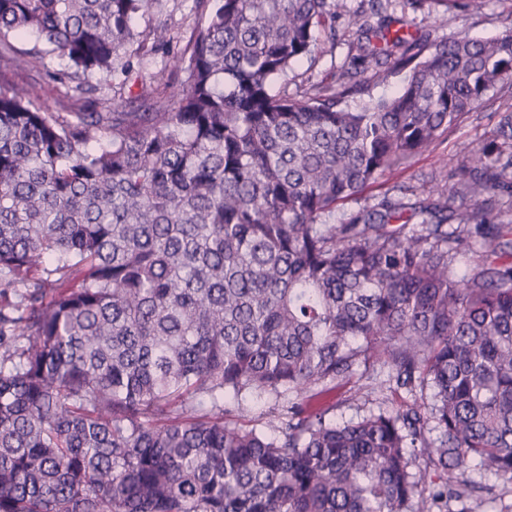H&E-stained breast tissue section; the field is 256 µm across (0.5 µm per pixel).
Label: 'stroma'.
Here are the masks:
<instances>
[{
	"mask_svg": "<svg viewBox=\"0 0 512 512\" xmlns=\"http://www.w3.org/2000/svg\"><path fill=\"white\" fill-rule=\"evenodd\" d=\"M407 24L430 32L433 38L449 39L464 33L474 39H490L512 27V0H489L479 14H462L449 11L440 21H432L421 14H407ZM134 27L144 32L155 27L166 29L169 43L166 49L146 55H138L137 44H130L126 55L130 69H117L112 76L97 81L91 94L97 102H138L141 93L154 88V78L164 75L173 77V62L183 53L190 39L201 30V21L195 8V0H151L143 16L136 19ZM355 28L348 16L336 21V45L334 49L319 54L313 68L298 66L297 80L313 79L331 82L340 78L346 62L349 45L354 39ZM18 50H38L43 54V65L39 68H0V87L37 85L40 89V103L53 112H77L82 108L80 101L67 97L64 87L52 77L59 69V60L49 53L47 45L35 37L15 39ZM512 110V87L498 93L486 107L467 114L445 137L441 138L430 151L411 158L405 165L386 173L368 186L358 199L338 204L341 212H349L360 206L374 203L383 195L393 197L425 198L430 188L443 185L450 168L467 159L472 148L480 145L493 128V113ZM387 375L380 363L369 362L363 376L353 378L344 388L333 393L336 403V422L343 423L360 419L369 412L389 410L399 402L382 383ZM466 477L476 488L483 501L484 512H512V481L498 476L467 469Z\"/></svg>",
	"mask_w": 512,
	"mask_h": 512,
	"instance_id": "stroma-1",
	"label": "stroma"
}]
</instances>
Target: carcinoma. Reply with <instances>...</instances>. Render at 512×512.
Here are the masks:
<instances>
[{
	"label": "carcinoma",
	"mask_w": 512,
	"mask_h": 512,
	"mask_svg": "<svg viewBox=\"0 0 512 512\" xmlns=\"http://www.w3.org/2000/svg\"><path fill=\"white\" fill-rule=\"evenodd\" d=\"M196 2L171 97L63 115L0 89V512H480L466 469L512 480V111L431 198L336 203L511 83L512 28L436 40L393 12L488 0H358L351 68L403 79L352 109L359 82L288 92L345 0ZM148 4L0 0V60L38 66L33 35L81 93ZM373 358L433 402L326 418ZM263 392L294 401L231 420ZM283 401V398H276L271 393L247 394L241 404L242 413L235 419L249 427L254 426L257 429H261L268 418L274 415L272 412H275V415H277L283 409Z\"/></svg>",
	"instance_id": "carcinoma-1"
}]
</instances>
